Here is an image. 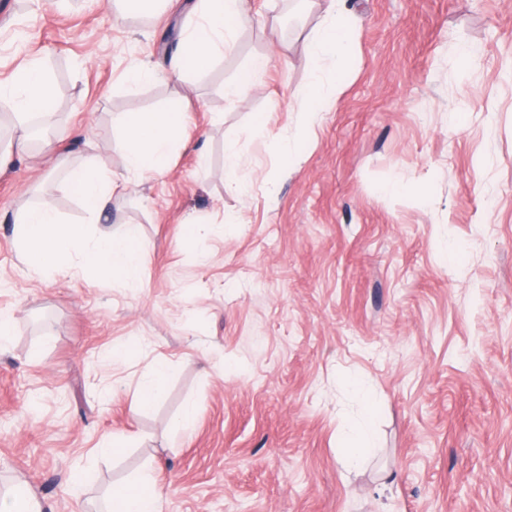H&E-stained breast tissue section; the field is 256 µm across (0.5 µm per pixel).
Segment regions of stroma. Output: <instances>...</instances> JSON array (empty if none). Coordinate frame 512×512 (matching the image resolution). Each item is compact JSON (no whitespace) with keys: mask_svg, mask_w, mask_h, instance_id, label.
<instances>
[{"mask_svg":"<svg viewBox=\"0 0 512 512\" xmlns=\"http://www.w3.org/2000/svg\"><path fill=\"white\" fill-rule=\"evenodd\" d=\"M195 2L124 17L113 0H0V83L36 59L56 100L52 148L0 171V313L15 319L0 489L42 512H100L148 474L161 512H512V0H343L354 39L308 136L299 46L324 0H302L289 34L285 0H248L223 54L177 81L166 71ZM259 54L269 69L226 101ZM147 63L158 78L130 85ZM168 107L187 144L95 227L139 225L143 287L22 264V210L87 223L68 171L92 159L123 176L115 115ZM64 127L82 134L57 138ZM287 145L301 155L284 173ZM157 362L173 374L138 409ZM355 377L374 449L351 465L341 433L367 408ZM112 435L128 441L114 457Z\"/></svg>","mask_w":512,"mask_h":512,"instance_id":"stroma-1","label":"stroma"}]
</instances>
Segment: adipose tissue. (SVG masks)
I'll use <instances>...</instances> for the list:
<instances>
[{"label": "adipose tissue", "mask_w": 512, "mask_h": 512, "mask_svg": "<svg viewBox=\"0 0 512 512\" xmlns=\"http://www.w3.org/2000/svg\"><path fill=\"white\" fill-rule=\"evenodd\" d=\"M244 14L245 0H200L195 21L180 43L172 74L180 77L209 66L232 39ZM350 42L346 17L336 5H329L325 20L302 44L304 56L315 64L299 91L305 127L313 126L316 105L323 100L325 87L336 82L334 73L321 69V62L330 59L342 63ZM0 97L10 99L22 118L48 111L53 94L44 67L33 62L22 68L11 82L0 84ZM117 122L127 172L142 182L164 173L173 150L182 141L184 113L174 108L131 112L118 117ZM66 188L98 219L109 211L122 184L88 163L69 172ZM19 236L20 258L29 268L65 276L70 270L68 258L77 253L102 278L133 288L142 284L138 225H128L118 236L94 238L86 225L68 223L47 207H31L21 218ZM159 497L155 481L146 476L136 485L113 490L106 512H159Z\"/></svg>", "instance_id": "1"}]
</instances>
